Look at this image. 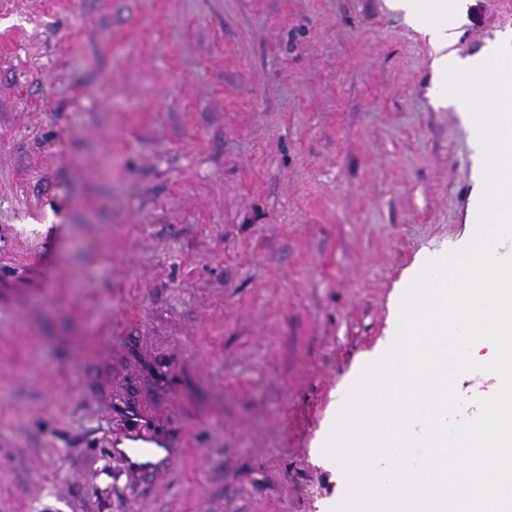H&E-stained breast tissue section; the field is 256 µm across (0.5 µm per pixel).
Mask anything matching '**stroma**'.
Segmentation results:
<instances>
[{
  "label": "stroma",
  "mask_w": 512,
  "mask_h": 512,
  "mask_svg": "<svg viewBox=\"0 0 512 512\" xmlns=\"http://www.w3.org/2000/svg\"><path fill=\"white\" fill-rule=\"evenodd\" d=\"M431 56L385 0H0V512H331L339 398L473 228ZM127 436L130 444L125 450L112 449L114 454L123 458L127 472L136 475L149 470H159L160 458L167 455L168 448H165L162 442L142 434L136 425L129 426Z\"/></svg>",
  "instance_id": "stroma-1"
}]
</instances>
